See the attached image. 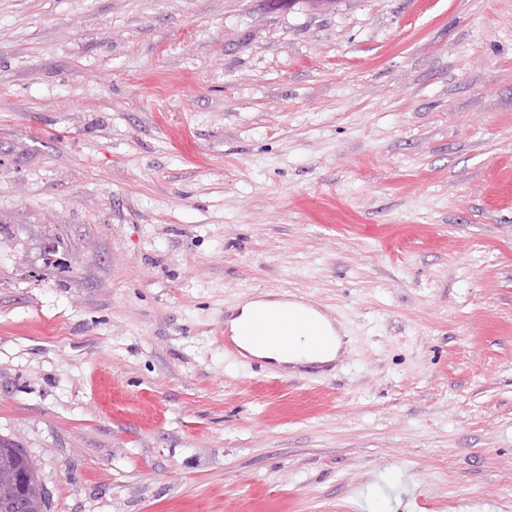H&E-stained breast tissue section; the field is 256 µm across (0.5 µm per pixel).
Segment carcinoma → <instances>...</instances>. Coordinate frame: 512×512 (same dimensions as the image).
Instances as JSON below:
<instances>
[{"mask_svg": "<svg viewBox=\"0 0 512 512\" xmlns=\"http://www.w3.org/2000/svg\"><path fill=\"white\" fill-rule=\"evenodd\" d=\"M47 492L24 450L0 438V512H45Z\"/></svg>", "mask_w": 512, "mask_h": 512, "instance_id": "obj_1", "label": "carcinoma"}]
</instances>
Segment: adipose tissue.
I'll return each mask as SVG.
<instances>
[{
  "label": "adipose tissue",
  "mask_w": 512,
  "mask_h": 512,
  "mask_svg": "<svg viewBox=\"0 0 512 512\" xmlns=\"http://www.w3.org/2000/svg\"><path fill=\"white\" fill-rule=\"evenodd\" d=\"M229 330L245 353L279 364L329 363L341 346L327 315L285 298L244 302Z\"/></svg>",
  "instance_id": "obj_1"
}]
</instances>
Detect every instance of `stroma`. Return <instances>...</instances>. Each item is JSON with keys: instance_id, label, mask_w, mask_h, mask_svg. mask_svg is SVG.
<instances>
[{"instance_id": "35a3bbf8", "label": "stroma", "mask_w": 512, "mask_h": 512, "mask_svg": "<svg viewBox=\"0 0 512 512\" xmlns=\"http://www.w3.org/2000/svg\"><path fill=\"white\" fill-rule=\"evenodd\" d=\"M268 292L336 361L225 348ZM0 437L47 512H512V0H0Z\"/></svg>"}]
</instances>
